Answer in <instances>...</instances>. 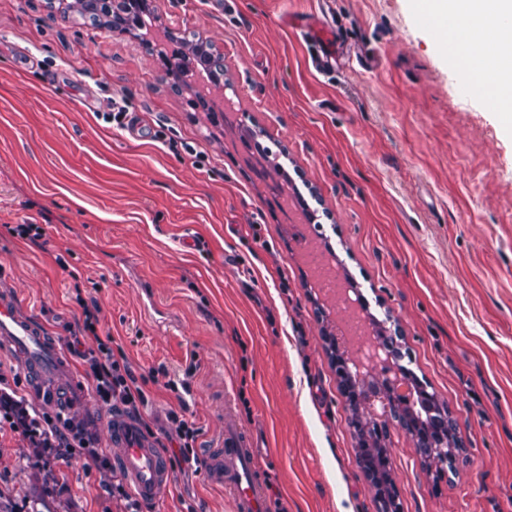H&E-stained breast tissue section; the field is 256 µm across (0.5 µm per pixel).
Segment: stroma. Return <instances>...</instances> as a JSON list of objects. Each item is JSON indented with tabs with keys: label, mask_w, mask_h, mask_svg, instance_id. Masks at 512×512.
<instances>
[{
	"label": "stroma",
	"mask_w": 512,
	"mask_h": 512,
	"mask_svg": "<svg viewBox=\"0 0 512 512\" xmlns=\"http://www.w3.org/2000/svg\"><path fill=\"white\" fill-rule=\"evenodd\" d=\"M159 22L224 57V121L175 92L131 33L75 21L49 0H0V277L57 340L99 305L136 374L159 370L142 410L154 433L185 407L201 434L232 403L270 512H379L357 462L330 338L344 311L316 288L292 215L331 249L407 367L448 405L454 471H427L393 429L400 512H512V119L488 111L422 23L416 0H148ZM317 19L336 63L286 18ZM124 100L139 134L105 120ZM274 147L296 191L243 161L241 136ZM201 153L194 162L193 153ZM41 224L39 242L13 235ZM72 416L106 450L108 407L84 367ZM192 377H185L186 368ZM0 391L42 408L21 358L0 347ZM188 388H181V381ZM0 430L12 512H117L113 473L82 456L46 477ZM234 512L204 472L174 471L144 512Z\"/></svg>",
	"instance_id": "stroma-1"
}]
</instances>
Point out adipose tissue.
<instances>
[{"mask_svg":"<svg viewBox=\"0 0 512 512\" xmlns=\"http://www.w3.org/2000/svg\"><path fill=\"white\" fill-rule=\"evenodd\" d=\"M422 8L461 46L460 71L485 105L512 111V0H423Z\"/></svg>","mask_w":512,"mask_h":512,"instance_id":"ef3b65f1","label":"adipose tissue"}]
</instances>
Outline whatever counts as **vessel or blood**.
<instances>
[{"label":"vessel or blood","instance_id":"vessel-or-blood-1","mask_svg":"<svg viewBox=\"0 0 512 512\" xmlns=\"http://www.w3.org/2000/svg\"><path fill=\"white\" fill-rule=\"evenodd\" d=\"M0 345L22 354L37 387L67 370L58 343L45 336L6 288L0 290ZM106 431L107 445L135 495L147 503L158 501L173 479L161 449L142 433L138 422L121 413L109 415ZM207 479L232 492L234 512H264L267 489L256 473L243 426L229 407L224 410L222 433L210 441Z\"/></svg>","mask_w":512,"mask_h":512}]
</instances>
